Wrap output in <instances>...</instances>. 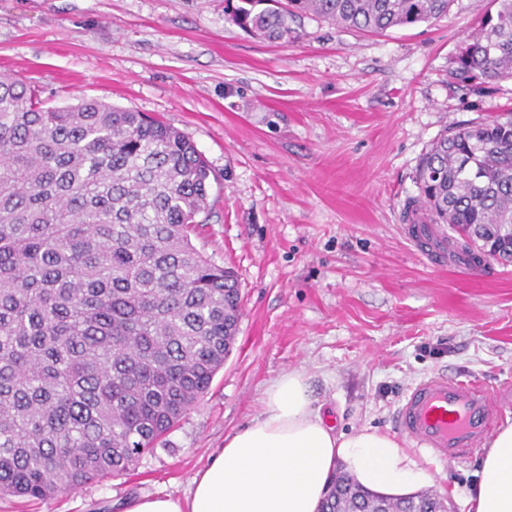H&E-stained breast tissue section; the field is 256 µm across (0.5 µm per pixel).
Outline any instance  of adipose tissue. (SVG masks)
Listing matches in <instances>:
<instances>
[{
  "label": "adipose tissue",
  "instance_id": "obj_1",
  "mask_svg": "<svg viewBox=\"0 0 512 512\" xmlns=\"http://www.w3.org/2000/svg\"><path fill=\"white\" fill-rule=\"evenodd\" d=\"M387 496H408L430 480L396 436L368 427L337 430L314 405L309 377L279 375L262 410L191 480L186 497H140L125 512H317L336 467ZM467 512H512V423L501 427L480 460Z\"/></svg>",
  "mask_w": 512,
  "mask_h": 512
}]
</instances>
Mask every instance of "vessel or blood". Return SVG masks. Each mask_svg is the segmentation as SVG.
I'll return each instance as SVG.
<instances>
[{
    "label": "vessel or blood",
    "instance_id": "obj_1",
    "mask_svg": "<svg viewBox=\"0 0 512 512\" xmlns=\"http://www.w3.org/2000/svg\"><path fill=\"white\" fill-rule=\"evenodd\" d=\"M512 411V386L437 374L412 386L396 415L408 445L440 462L463 461L480 450L498 420Z\"/></svg>",
    "mask_w": 512,
    "mask_h": 512
}]
</instances>
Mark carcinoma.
<instances>
[{
  "label": "carcinoma",
  "mask_w": 512,
  "mask_h": 512,
  "mask_svg": "<svg viewBox=\"0 0 512 512\" xmlns=\"http://www.w3.org/2000/svg\"><path fill=\"white\" fill-rule=\"evenodd\" d=\"M231 21L270 42L298 13L369 32L448 16L453 0H237ZM454 78L512 80V0H491ZM211 170L180 130L95 98L45 110L0 77V495L43 500L119 477L207 394L238 332L234 271L191 235ZM415 224L448 253L512 249V112L443 132L421 157ZM332 475L319 512H445Z\"/></svg>",
  "instance_id": "1"
}]
</instances>
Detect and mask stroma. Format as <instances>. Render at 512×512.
<instances>
[{"instance_id":"stroma-1","label":"stroma","mask_w":512,"mask_h":512,"mask_svg":"<svg viewBox=\"0 0 512 512\" xmlns=\"http://www.w3.org/2000/svg\"><path fill=\"white\" fill-rule=\"evenodd\" d=\"M225 0H0V76L44 107L97 98L160 118L211 171L192 242L233 268L242 315L209 392L119 478L0 512H124L184 496L284 372H305L344 431L395 432L408 388L437 373L512 383V263H429L404 234L421 155L443 129L512 107V80L451 78L489 0L381 34L296 17L298 41L233 24ZM411 457L448 512H467L478 459Z\"/></svg>"}]
</instances>
